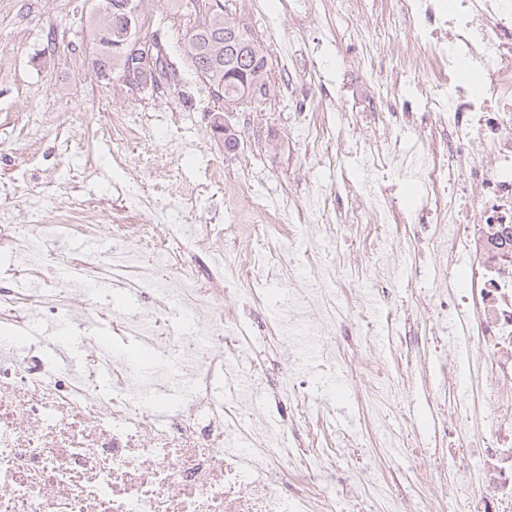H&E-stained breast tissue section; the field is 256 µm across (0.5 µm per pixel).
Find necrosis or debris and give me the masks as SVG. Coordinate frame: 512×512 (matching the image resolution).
<instances>
[{
    "label": "necrosis or debris",
    "instance_id": "necrosis-or-debris-1",
    "mask_svg": "<svg viewBox=\"0 0 512 512\" xmlns=\"http://www.w3.org/2000/svg\"><path fill=\"white\" fill-rule=\"evenodd\" d=\"M381 2L383 17H403L408 36L372 41L357 66L388 116L406 120L413 108L431 116L408 170L428 203L409 213L381 195L345 222L376 254L388 246L381 224H444L463 239L470 262L451 303L491 357L498 385V415L478 451L485 493L473 509L512 512V0ZM416 63L429 89L410 100L400 78ZM478 145L487 159L474 154ZM69 270L89 282L81 295L62 285L23 291L0 278V512H336L322 480L335 465L332 440L273 447L254 419L243 447L227 445L246 397L242 372L257 377L266 364L241 363L224 325L223 269L211 270L213 286L203 291L130 283L151 302L149 344L170 362L149 377L92 334L98 319L118 336L136 320L112 319L111 290L90 285L100 266L73 257ZM36 315L80 321L81 366L60 370L25 336ZM175 321L182 330H172ZM174 389L181 408L160 414L158 401Z\"/></svg>",
    "mask_w": 512,
    "mask_h": 512
}]
</instances>
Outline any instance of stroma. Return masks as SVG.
Masks as SVG:
<instances>
[{"instance_id":"stroma-1","label":"stroma","mask_w":512,"mask_h":512,"mask_svg":"<svg viewBox=\"0 0 512 512\" xmlns=\"http://www.w3.org/2000/svg\"><path fill=\"white\" fill-rule=\"evenodd\" d=\"M92 0H0V225L50 226L51 243L95 260L112 253L116 224L137 210L144 223L162 225L160 250H146L143 263L167 274L180 256L195 252L199 262L183 267L182 278L208 288L207 268L224 266L248 246L238 233L234 195L257 196L293 227L292 238L271 237L268 246L287 257L289 247L317 241L322 262L341 259L343 284L351 298L336 312L331 341L340 352L333 367L312 372V358L268 365L264 383L251 393L247 409L265 413L275 386L307 382L311 401L296 432H312L321 421L336 443V470L330 489L342 491L347 473L359 476L352 512H369L371 499L391 495L409 512L426 500L439 512L440 499L454 492L460 512H469L483 492L475 474L479 460L469 451L496 419V383L488 356L476 340L447 338L454 312H437L455 284L466 256L449 249L442 234H429L422 254L406 242L418 224H387L391 247L385 259L368 254L355 234L326 242L317 226L300 222L297 210L318 196H334L344 213L373 201L360 162L348 157L337 166L323 143L298 124L296 110L308 91L323 100L335 133H342L348 102L337 86L371 95L354 62L380 10L378 0H362L351 24L341 22L334 0H317L319 18L307 23L302 0H228L233 17L253 27L267 49L275 92L260 107L241 109L227 120L241 134L236 153L224 151L214 130L219 111L207 83L191 64L185 30L171 24L172 0H144L143 12L160 21L169 57L179 72L177 85L146 94L103 81L93 65ZM349 64L336 70V51ZM294 59L292 73L282 60ZM131 113L137 133L112 153V115ZM99 223L93 236L71 225ZM396 276L380 277V263ZM291 272L280 265L265 285L262 305H238L242 283L228 279L224 313L240 319L258 341L244 353L255 357L272 324L284 325L274 344L306 346L308 337L289 328ZM374 325L375 337L354 330ZM371 348L382 366L380 379L360 368L350 344ZM459 449L446 457L447 449Z\"/></svg>"}]
</instances>
